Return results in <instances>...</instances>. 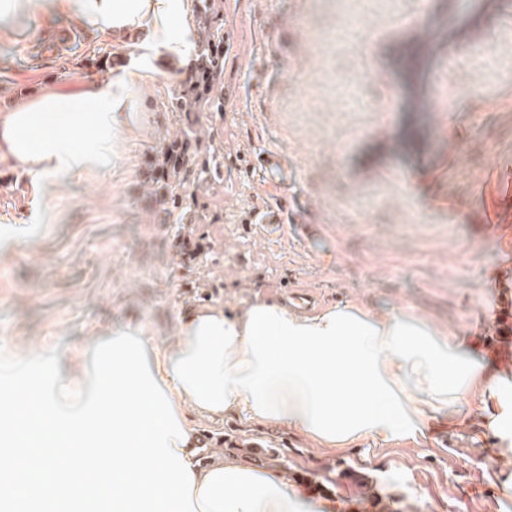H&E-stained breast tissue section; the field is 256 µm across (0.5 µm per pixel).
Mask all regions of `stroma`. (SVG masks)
I'll return each instance as SVG.
<instances>
[{
    "instance_id": "obj_1",
    "label": "stroma",
    "mask_w": 512,
    "mask_h": 512,
    "mask_svg": "<svg viewBox=\"0 0 512 512\" xmlns=\"http://www.w3.org/2000/svg\"><path fill=\"white\" fill-rule=\"evenodd\" d=\"M172 59L151 40L155 80L136 82L138 136L108 176L53 193L0 161V227L16 229L0 259V348L56 350L60 372L92 350L96 331L144 327L172 345L201 304L237 312L278 300L292 280L322 307L357 300L379 315L409 312L458 336H479L512 368V0H224L220 112H181L199 33ZM142 32L114 37L46 7L0 19V116L49 84L104 80L84 56L116 67ZM496 101L487 107L486 98ZM193 128L207 171L182 189L184 212L153 198L147 162ZM281 146L287 232L253 223L268 201L250 157ZM51 210L50 220L34 215ZM301 224L323 239L306 245ZM204 448H223L317 486L344 512H512L498 476L512 443L476 409L449 406L421 435L332 451L300 433L231 418L198 420Z\"/></svg>"
}]
</instances>
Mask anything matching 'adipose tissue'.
I'll return each instance as SVG.
<instances>
[{"instance_id": "adipose-tissue-1", "label": "adipose tissue", "mask_w": 512, "mask_h": 512, "mask_svg": "<svg viewBox=\"0 0 512 512\" xmlns=\"http://www.w3.org/2000/svg\"><path fill=\"white\" fill-rule=\"evenodd\" d=\"M73 22L117 35L162 31L180 53L192 0H55ZM132 72L73 88L49 86L0 116V156L15 170L55 186L111 171L136 135L130 81L153 80L148 55ZM149 367L166 391L186 444L196 512H332L279 471L215 451L198 458L188 413L278 424L323 448L414 434L454 402H474L487 431L512 437V372L489 371L481 343L465 342L411 315L381 316L358 302L301 315L259 301L238 313L194 311L172 347L147 345Z\"/></svg>"}]
</instances>
